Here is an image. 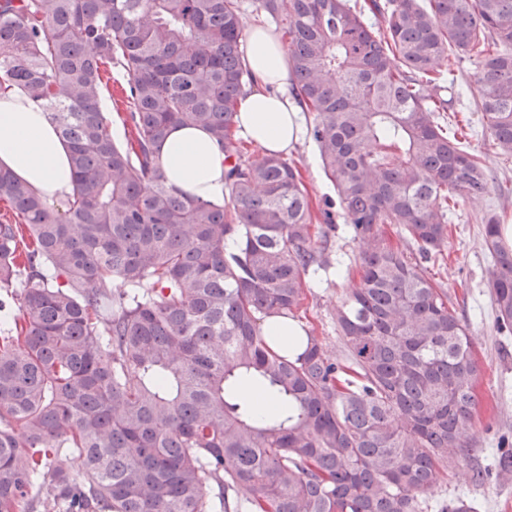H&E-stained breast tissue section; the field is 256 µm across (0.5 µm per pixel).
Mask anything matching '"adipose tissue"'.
I'll return each instance as SVG.
<instances>
[{"mask_svg": "<svg viewBox=\"0 0 512 512\" xmlns=\"http://www.w3.org/2000/svg\"><path fill=\"white\" fill-rule=\"evenodd\" d=\"M246 61L265 92L248 94L239 129L266 153L285 155L303 135V108L290 91L287 55L269 27L250 28ZM70 149L45 112L21 91L0 96V166L48 199L72 191ZM224 148L205 129L170 128L159 150L168 185L191 197L223 204Z\"/></svg>", "mask_w": 512, "mask_h": 512, "instance_id": "obj_1", "label": "adipose tissue"}]
</instances>
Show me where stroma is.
Masks as SVG:
<instances>
[{
	"label": "stroma",
	"mask_w": 512,
	"mask_h": 512,
	"mask_svg": "<svg viewBox=\"0 0 512 512\" xmlns=\"http://www.w3.org/2000/svg\"><path fill=\"white\" fill-rule=\"evenodd\" d=\"M456 69L462 95L454 105L467 112L472 126L467 142L481 156L491 191L460 203L451 217L452 235L444 257L426 262L425 268L427 276L447 291L458 315L470 324L481 366L477 381L481 404L471 438L477 459L489 466L500 438L512 442V332L500 333L495 328L487 288L492 258L483 243V229L484 217L491 209L502 211L505 222L512 225V162L499 154L489 132L482 127L480 113L474 110L478 96L473 78L475 64L463 59L457 62ZM287 160L302 174L316 225H323L324 212L332 213L336 229L329 234L330 248L351 268L346 276L330 270L308 279L307 299L297 318L300 325L320 337L328 354L339 357L343 344L336 331L335 313L346 293L359 281L355 267L359 248L348 231L336 191L323 172L316 145L309 138H302L290 150ZM459 494L473 499L478 512H512V483L492 478L483 485H472L462 465L449 468L425 499L434 508Z\"/></svg>",
	"instance_id": "obj_1"
}]
</instances>
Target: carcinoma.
I'll use <instances>...</instances> for the list:
<instances>
[{
	"instance_id": "1",
	"label": "carcinoma",
	"mask_w": 512,
	"mask_h": 512,
	"mask_svg": "<svg viewBox=\"0 0 512 512\" xmlns=\"http://www.w3.org/2000/svg\"><path fill=\"white\" fill-rule=\"evenodd\" d=\"M286 43L296 95L352 238L360 279L319 337L271 347L261 316L296 318L331 267L298 168L246 157L237 105L255 86L241 0H0V91L49 113L74 189L49 202L0 168V512H422L466 457L480 366L470 328L425 269L458 200L489 193L447 130L454 60L512 156V0H254ZM128 76L125 145L101 102ZM224 145V205L167 184L172 125ZM484 243L498 331L512 328V244ZM250 382L266 413L228 397ZM72 460L77 472L57 464ZM512 480V452L495 456Z\"/></svg>"
}]
</instances>
